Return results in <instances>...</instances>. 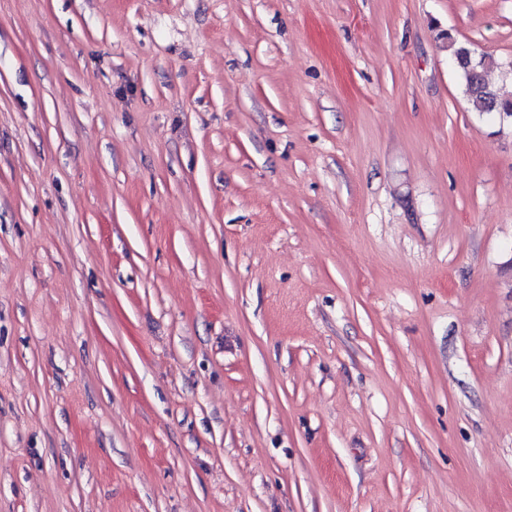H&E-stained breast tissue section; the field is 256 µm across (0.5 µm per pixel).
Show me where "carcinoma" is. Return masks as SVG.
Listing matches in <instances>:
<instances>
[{
    "mask_svg": "<svg viewBox=\"0 0 512 512\" xmlns=\"http://www.w3.org/2000/svg\"><path fill=\"white\" fill-rule=\"evenodd\" d=\"M451 59L460 73L465 94L480 113L497 114L502 121L512 118V95L493 89L487 80L489 70L498 63L485 54L476 55L468 47L448 38Z\"/></svg>",
    "mask_w": 512,
    "mask_h": 512,
    "instance_id": "cac0c4a2",
    "label": "carcinoma"
}]
</instances>
